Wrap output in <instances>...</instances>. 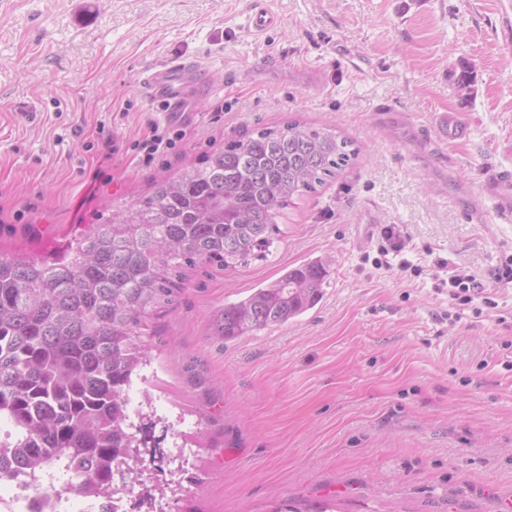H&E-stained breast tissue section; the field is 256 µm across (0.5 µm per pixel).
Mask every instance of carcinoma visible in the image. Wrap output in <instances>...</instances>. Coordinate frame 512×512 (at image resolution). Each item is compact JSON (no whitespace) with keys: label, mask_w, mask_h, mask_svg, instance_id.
<instances>
[{"label":"carcinoma","mask_w":512,"mask_h":512,"mask_svg":"<svg viewBox=\"0 0 512 512\" xmlns=\"http://www.w3.org/2000/svg\"><path fill=\"white\" fill-rule=\"evenodd\" d=\"M357 154L331 128H257L155 181L58 258L0 256V476H30L39 494L62 477L59 497H110L129 492L112 482L121 457L143 483L127 390L149 360L147 319L196 264L227 271L267 259L278 220ZM327 275L320 260L286 270L214 313L217 334L230 341L288 323L317 304Z\"/></svg>","instance_id":"carcinoma-1"}]
</instances>
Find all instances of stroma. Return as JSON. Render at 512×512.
Returning a JSON list of instances; mask_svg holds the SVG:
<instances>
[{
	"label": "stroma",
	"mask_w": 512,
	"mask_h": 512,
	"mask_svg": "<svg viewBox=\"0 0 512 512\" xmlns=\"http://www.w3.org/2000/svg\"><path fill=\"white\" fill-rule=\"evenodd\" d=\"M0 0V254L53 259L113 202L260 127H335L360 149L281 222L268 259L188 270L151 318V403L176 493L159 512H501L512 499V223L483 192L512 169V0ZM207 66L186 136L151 165L132 149L168 125L154 65ZM391 116L378 117V104ZM466 139L441 138L442 113ZM112 141L111 159L103 157ZM483 203L485 221L467 212ZM375 232L360 237L366 225ZM401 252L376 260L381 231ZM319 259L324 295L284 326L224 341L212 314ZM473 276L495 305L452 304Z\"/></svg>",
	"instance_id": "obj_1"
}]
</instances>
